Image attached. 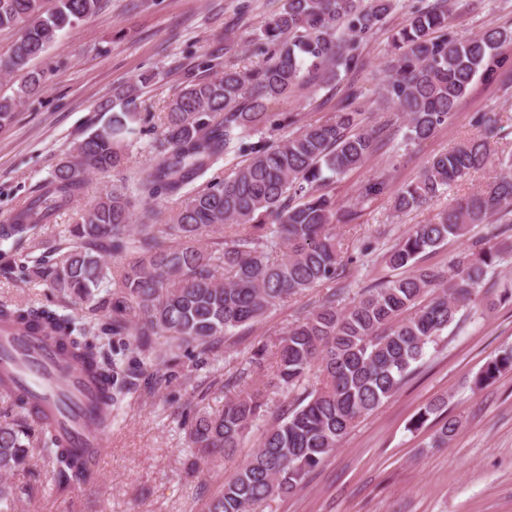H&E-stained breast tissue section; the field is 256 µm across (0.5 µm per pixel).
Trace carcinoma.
I'll return each mask as SVG.
<instances>
[{
  "label": "carcinoma",
  "mask_w": 512,
  "mask_h": 512,
  "mask_svg": "<svg viewBox=\"0 0 512 512\" xmlns=\"http://www.w3.org/2000/svg\"><path fill=\"white\" fill-rule=\"evenodd\" d=\"M102 0H0V29L23 25V32L0 72L24 73L11 96H0V129L10 126L21 100L37 95L43 75L31 64L62 32L78 26L101 8ZM397 0H283L258 40L266 57L255 69L226 66L209 79L191 78L168 104L162 139L136 190L146 198L160 194L180 201L168 229L177 238L141 230L129 234L133 197L125 186L103 193L67 229L70 246L53 262H36L34 279L64 299L109 309L112 336H135L148 348L164 340L170 349L213 352L234 329L249 326L280 302L326 281L346 278L342 243L335 224L354 220L324 191L347 172L364 165L386 125L366 123L368 108L353 85L340 89L335 116L301 124L298 112L268 107L293 89L364 67L361 42L384 25ZM453 0L414 6L406 23L392 34L394 58L382 85L383 98L395 104L421 141L448 124L474 79L494 75L501 45L512 31L489 30L463 38L453 31ZM144 76L119 87L120 111L76 144L53 170L42 190L0 224V234L23 235L49 223L82 197L92 172L125 163V141L134 133L136 98ZM299 125L298 131L271 143L264 130ZM478 135L428 160L420 175L393 195V208L405 213L443 196L455 183L486 167L490 140L503 131L497 112L478 113ZM261 135L254 141L252 137ZM236 157L233 176L201 182L220 162ZM383 180H370L359 197L368 201L386 192ZM512 223V160L479 190L456 199L434 221L417 224L386 253L405 277L383 280L344 302L335 288L301 321L269 345H252L240 376L265 363L274 376L268 386L287 401L272 404L260 390H244L219 413L198 409L187 429L189 447L202 458H232L247 447L250 433L266 414L274 425L262 430L255 450L212 498L207 512H253L275 497L296 491L302 478L320 466L363 416L376 410L415 373L426 350L451 325L460 310L485 287L499 257L489 239L456 254L448 268L424 266L421 255L450 239H463L493 218ZM128 260L110 280L104 255ZM112 282L111 297L95 291ZM7 319L58 340L74 361L107 382L103 417L117 412L135 373L106 360L87 328L73 316L32 303H0ZM512 371V349L489 360L474 386L482 389ZM0 399L19 409L0 422V476L26 464L37 446L56 465L63 483L92 477L62 446L48 423L32 431L38 412L11 379L0 375ZM445 401L431 404L411 423L417 430L440 416L434 439L444 447L460 424L442 416ZM15 489L0 479V512H10Z\"/></svg>",
  "instance_id": "obj_1"
}]
</instances>
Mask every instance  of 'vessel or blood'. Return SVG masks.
<instances>
[{
    "mask_svg": "<svg viewBox=\"0 0 512 512\" xmlns=\"http://www.w3.org/2000/svg\"><path fill=\"white\" fill-rule=\"evenodd\" d=\"M0 374L24 388L59 429L67 450L98 468L110 452L112 429L98 420L103 382L65 358L54 338L0 321Z\"/></svg>",
    "mask_w": 512,
    "mask_h": 512,
    "instance_id": "1",
    "label": "vessel or blood"
}]
</instances>
